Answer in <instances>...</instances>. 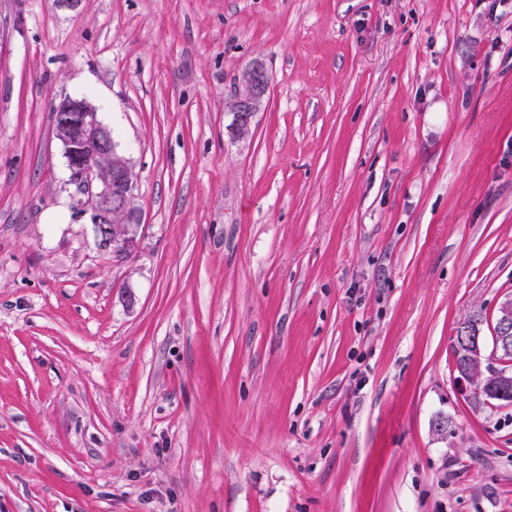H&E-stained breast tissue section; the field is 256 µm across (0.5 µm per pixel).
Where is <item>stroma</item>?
I'll list each match as a JSON object with an SVG mask.
<instances>
[{
  "label": "stroma",
  "mask_w": 512,
  "mask_h": 512,
  "mask_svg": "<svg viewBox=\"0 0 512 512\" xmlns=\"http://www.w3.org/2000/svg\"><path fill=\"white\" fill-rule=\"evenodd\" d=\"M510 297L512 0H0V512H512V405L452 371ZM269 82L268 73L259 65L249 68L243 74L240 87L231 104L239 135L250 132L254 114L267 91ZM54 109L53 131L72 179L88 186L78 212L89 215L97 250L113 257L132 254L137 245L133 228L141 224V215L129 160L88 102L64 98Z\"/></svg>",
  "instance_id": "35a3bbf8"
}]
</instances>
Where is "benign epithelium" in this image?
Wrapping results in <instances>:
<instances>
[{
  "label": "benign epithelium",
  "instance_id": "1",
  "mask_svg": "<svg viewBox=\"0 0 512 512\" xmlns=\"http://www.w3.org/2000/svg\"><path fill=\"white\" fill-rule=\"evenodd\" d=\"M270 77L259 66L249 68L232 100L239 134L251 130L255 112ZM53 131L62 144L72 179L88 187L79 199L78 212L89 216L96 248L114 257L128 256L136 248L134 227L141 215L134 204L136 181L129 160L112 137V131L84 100L64 98L55 106ZM455 380L476 402L505 405L512 402V297L498 308L492 330V353L486 355L483 317L474 314L460 324L454 336ZM480 375L474 376L472 366Z\"/></svg>",
  "mask_w": 512,
  "mask_h": 512
}]
</instances>
